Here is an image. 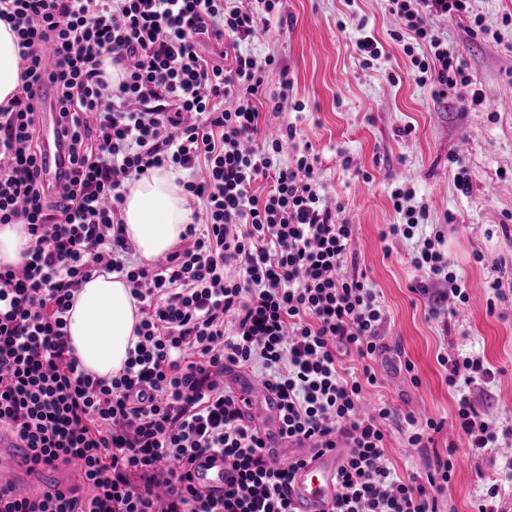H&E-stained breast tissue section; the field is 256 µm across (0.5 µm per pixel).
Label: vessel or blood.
Returning <instances> with one entry per match:
<instances>
[{
    "mask_svg": "<svg viewBox=\"0 0 512 512\" xmlns=\"http://www.w3.org/2000/svg\"><path fill=\"white\" fill-rule=\"evenodd\" d=\"M43 95L38 108V129L44 143L40 165L47 178L59 176L67 167V155L59 137L53 109L54 88L50 80H43ZM249 399L252 407L260 409L270 423L265 430L271 453H278L280 437L278 402L258 383H250ZM345 448L326 449L310 454L309 458L292 472L291 502L294 512H331L341 492L338 471L345 457ZM202 482L215 494L224 492V463L222 460L206 462L200 472ZM36 478L28 473L25 451L18 441L0 430V486L11 488L15 497H28Z\"/></svg>",
    "mask_w": 512,
    "mask_h": 512,
    "instance_id": "vessel-or-blood-1",
    "label": "vessel or blood"
}]
</instances>
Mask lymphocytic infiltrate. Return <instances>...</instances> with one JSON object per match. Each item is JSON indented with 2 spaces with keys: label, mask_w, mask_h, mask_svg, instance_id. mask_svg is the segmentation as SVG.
Here are the masks:
<instances>
[{
  "label": "lymphocytic infiltrate",
  "mask_w": 512,
  "mask_h": 512,
  "mask_svg": "<svg viewBox=\"0 0 512 512\" xmlns=\"http://www.w3.org/2000/svg\"><path fill=\"white\" fill-rule=\"evenodd\" d=\"M279 2L0 0L22 61L21 88L0 105V224H25L31 237L22 262L0 266V427L27 448L31 470L81 465L74 479L21 500L0 487V512H293V467L271 457L246 418V389L225 384L236 369L277 397L281 439L345 445L331 512H438L450 456L399 477L383 423L396 419L408 447L421 449L443 422L363 407L385 310L365 272L347 269L354 227L328 206L319 158L297 126L261 129L260 103L280 111L291 81L270 93L265 74L277 59L241 45L274 36ZM472 2L389 0L393 38L436 100L471 80L431 21L467 16ZM419 47L428 58L416 57ZM45 74L70 164L54 185L38 166ZM460 96L469 108L484 102L477 89ZM158 168L178 173L194 212L175 249L148 265L135 258L121 205L127 184ZM412 198L391 192L402 221L384 238L414 237L426 208ZM443 241L433 231L410 258L435 317L447 299L469 300ZM100 272L125 278L141 315L109 380L80 369L68 333L76 293ZM352 353L363 361L353 371L342 366ZM439 362L460 392L453 426L469 455L511 444L512 426L464 393L494 381L484 356ZM206 453L224 460L218 497L193 477Z\"/></svg>",
  "instance_id": "obj_1"
}]
</instances>
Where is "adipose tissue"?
Segmentation results:
<instances>
[{
	"label": "adipose tissue",
	"mask_w": 512,
	"mask_h": 512,
	"mask_svg": "<svg viewBox=\"0 0 512 512\" xmlns=\"http://www.w3.org/2000/svg\"><path fill=\"white\" fill-rule=\"evenodd\" d=\"M17 37L0 21V103L13 97L21 84ZM191 210L176 174L160 168L128 185L121 206L127 235L142 261L165 255L180 240ZM141 316L130 287L118 275L97 274L77 293L70 312L69 333L75 355L89 374L109 379L127 359Z\"/></svg>",
	"instance_id": "ef3b65f1"
}]
</instances>
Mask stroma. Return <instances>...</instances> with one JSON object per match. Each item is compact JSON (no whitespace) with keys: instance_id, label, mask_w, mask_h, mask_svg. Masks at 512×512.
<instances>
[{"instance_id":"35a3bbf8","label":"stroma","mask_w":512,"mask_h":512,"mask_svg":"<svg viewBox=\"0 0 512 512\" xmlns=\"http://www.w3.org/2000/svg\"><path fill=\"white\" fill-rule=\"evenodd\" d=\"M283 25L275 38L254 39L251 52L276 56L293 81L290 106L267 113L271 125H297L321 158L329 202L342 204L355 226L352 258L366 272L385 309L373 362L380 381L368 403L395 412L445 419L432 449L410 450L394 423L386 425L385 455L398 475L424 471L434 452L454 448V473L440 494V512H471L483 481L501 480L499 508L512 512V481H502L499 456L472 460L450 426L457 395L444 381L438 358L475 352L499 373L471 399L492 421H512V296L495 301L492 279H512V0H477L475 18L434 19L433 26L486 98L484 111L438 102L413 79L411 59L391 37L397 20L388 0H282ZM380 41V65L365 67L355 41L358 23ZM484 34L472 35L476 23ZM304 104L292 110L293 102ZM411 127L410 136L398 131ZM349 156L343 170L341 156ZM474 174L472 191L453 183V162ZM399 186L412 188L428 207V221L443 227L444 248L464 275L470 300L450 319L429 313L427 297L414 292L422 272L409 262L415 240L382 241L387 225L400 223L390 201ZM485 263H477L476 255ZM495 311H488V301ZM415 365L401 368L399 358Z\"/></svg>"}]
</instances>
